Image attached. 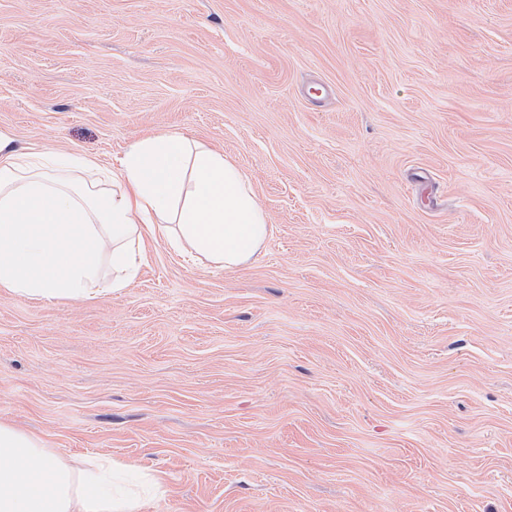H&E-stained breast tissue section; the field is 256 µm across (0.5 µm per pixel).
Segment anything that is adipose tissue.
Segmentation results:
<instances>
[{
  "mask_svg": "<svg viewBox=\"0 0 512 512\" xmlns=\"http://www.w3.org/2000/svg\"><path fill=\"white\" fill-rule=\"evenodd\" d=\"M83 157H21L0 136V288L21 299H78L127 288L145 237L233 271L268 238L251 182L223 153L181 134L153 135L118 173L86 181ZM163 483L137 485L108 458L75 462L38 436L0 423V512H141Z\"/></svg>",
  "mask_w": 512,
  "mask_h": 512,
  "instance_id": "ef3b65f1",
  "label": "adipose tissue"
}]
</instances>
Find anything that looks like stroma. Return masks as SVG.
Listing matches in <instances>:
<instances>
[{
    "instance_id": "stroma-1",
    "label": "stroma",
    "mask_w": 512,
    "mask_h": 512,
    "mask_svg": "<svg viewBox=\"0 0 512 512\" xmlns=\"http://www.w3.org/2000/svg\"><path fill=\"white\" fill-rule=\"evenodd\" d=\"M0 132L186 135L271 226L0 288V422L162 476L141 512H512V0H0Z\"/></svg>"
}]
</instances>
